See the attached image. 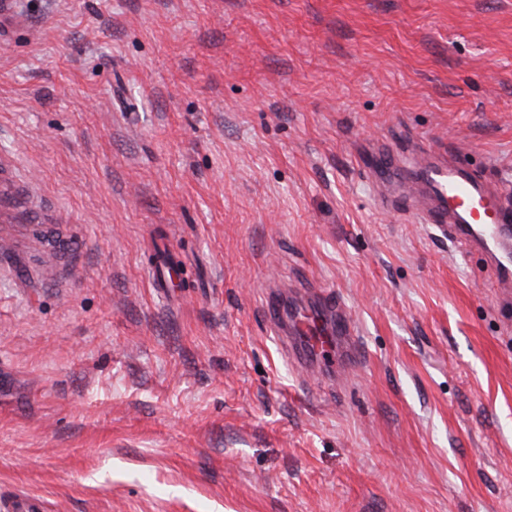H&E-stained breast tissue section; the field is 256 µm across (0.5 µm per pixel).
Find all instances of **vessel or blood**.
Instances as JSON below:
<instances>
[{"instance_id": "obj_1", "label": "vessel or blood", "mask_w": 512, "mask_h": 512, "mask_svg": "<svg viewBox=\"0 0 512 512\" xmlns=\"http://www.w3.org/2000/svg\"><path fill=\"white\" fill-rule=\"evenodd\" d=\"M372 178L386 190L416 193L415 213L462 247L475 248L488 258L501 286L502 301L512 300V206L502 203L493 183L481 179L446 150L423 148L418 162L404 163L391 151L377 153ZM327 324L311 320L299 323L276 317L274 325L298 349L303 365L317 363L329 348L339 350L341 366L355 357L356 335L345 310L329 301Z\"/></svg>"}]
</instances>
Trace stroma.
<instances>
[{
	"label": "stroma",
	"mask_w": 512,
	"mask_h": 512,
	"mask_svg": "<svg viewBox=\"0 0 512 512\" xmlns=\"http://www.w3.org/2000/svg\"><path fill=\"white\" fill-rule=\"evenodd\" d=\"M400 132L512 188V0H10L0 502L512 512V326L381 206L364 147ZM314 289L337 378L271 327ZM327 308L331 317L326 325L319 324L316 320L301 325L296 320L281 316L275 317L273 323L278 333L288 338V348L299 350L301 364L305 366H313L323 353L335 345L340 357L336 366V373L339 374L355 357V329L340 303L329 297Z\"/></svg>",
	"instance_id": "35a3bbf8"
}]
</instances>
